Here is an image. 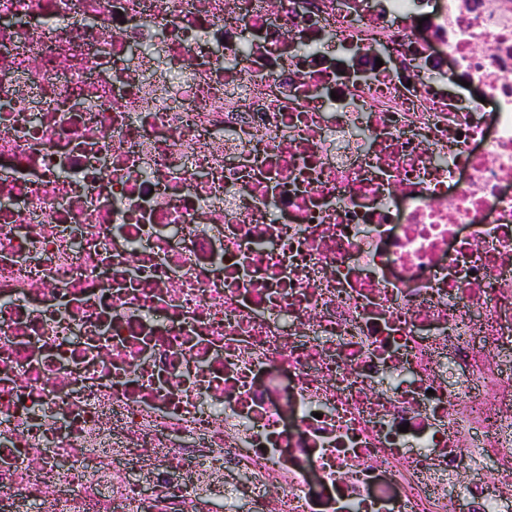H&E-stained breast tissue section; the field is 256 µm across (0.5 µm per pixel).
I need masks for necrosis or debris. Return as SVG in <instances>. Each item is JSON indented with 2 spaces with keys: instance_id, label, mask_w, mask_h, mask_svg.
<instances>
[{
  "instance_id": "1",
  "label": "necrosis or debris",
  "mask_w": 512,
  "mask_h": 512,
  "mask_svg": "<svg viewBox=\"0 0 512 512\" xmlns=\"http://www.w3.org/2000/svg\"><path fill=\"white\" fill-rule=\"evenodd\" d=\"M224 502L512 512V0H0V512Z\"/></svg>"
}]
</instances>
